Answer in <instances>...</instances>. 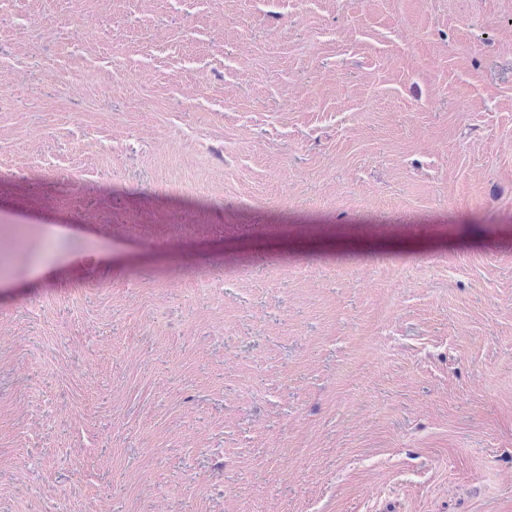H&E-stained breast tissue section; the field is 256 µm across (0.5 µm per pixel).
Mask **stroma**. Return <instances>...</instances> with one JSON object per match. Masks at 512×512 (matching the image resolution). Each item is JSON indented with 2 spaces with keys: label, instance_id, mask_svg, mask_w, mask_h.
Wrapping results in <instances>:
<instances>
[{
  "label": "stroma",
  "instance_id": "obj_1",
  "mask_svg": "<svg viewBox=\"0 0 512 512\" xmlns=\"http://www.w3.org/2000/svg\"><path fill=\"white\" fill-rule=\"evenodd\" d=\"M0 512H512V0H0Z\"/></svg>",
  "mask_w": 512,
  "mask_h": 512
}]
</instances>
